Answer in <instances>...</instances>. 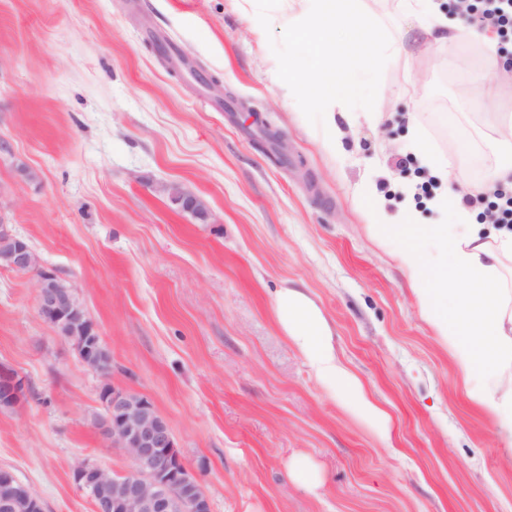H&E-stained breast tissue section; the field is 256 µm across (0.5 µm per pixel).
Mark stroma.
<instances>
[{"label":"stroma","instance_id":"35a3bbf8","mask_svg":"<svg viewBox=\"0 0 512 512\" xmlns=\"http://www.w3.org/2000/svg\"><path fill=\"white\" fill-rule=\"evenodd\" d=\"M279 7L0 0V219L77 286L112 357L108 377L87 369L41 317L32 277L0 268V364L26 385L0 408V468L44 512H94L72 480L80 461L134 469L93 423L106 384L153 401L210 512H512V443L466 398L355 192L372 183L401 215L396 188L422 173L403 149L412 127L456 161L452 190L480 180L499 155L468 78L512 71L476 41L381 62L371 112L337 114L333 156L310 100L286 94L298 54L266 23ZM261 125L287 136V162L252 138ZM172 182L207 222L170 202ZM288 287L322 311L385 435L281 332Z\"/></svg>","mask_w":512,"mask_h":512}]
</instances>
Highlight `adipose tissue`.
I'll use <instances>...</instances> for the list:
<instances>
[{
	"mask_svg": "<svg viewBox=\"0 0 512 512\" xmlns=\"http://www.w3.org/2000/svg\"><path fill=\"white\" fill-rule=\"evenodd\" d=\"M271 25L288 30V38L307 58L303 68L289 72V93L312 102L330 98L368 108L366 80L377 63L397 56L403 44L420 48L428 42L459 43L466 28L448 19L434 0H399L411 23L404 43L386 38L355 0H280ZM485 100L497 136L500 163L484 185L512 186V113L500 109V93L488 75H471ZM409 204L406 230L414 244L398 245L392 257L403 269L420 310L446 343L467 399L484 412L512 441V289L500 269L512 259V230L475 223L461 203L447 195L429 202L438 212H452V223L420 224L410 201L415 189H401ZM280 329L302 352L331 397L377 430L385 414L368 396L362 382L338 361L322 311L298 288L281 289L275 298Z\"/></svg>",
	"mask_w": 512,
	"mask_h": 512,
	"instance_id": "obj_1",
	"label": "adipose tissue"
}]
</instances>
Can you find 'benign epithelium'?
<instances>
[{"label":"benign epithelium","mask_w":512,"mask_h":512,"mask_svg":"<svg viewBox=\"0 0 512 512\" xmlns=\"http://www.w3.org/2000/svg\"><path fill=\"white\" fill-rule=\"evenodd\" d=\"M171 197L188 211L205 207L200 198L180 186L172 191ZM0 235L13 242L5 258L6 268L19 273L40 272L34 286L42 318L80 333L81 361L89 370L105 375V354L91 336L96 326L83 321V305L76 286L47 268L27 240L16 236L13 225L0 221ZM24 392L22 377L14 373L0 375L1 406L14 405ZM100 401L105 410L101 434L132 458L135 470L114 476L94 463L81 462L75 466L73 480L91 499L95 512H167L175 497L180 499L183 512H209L208 497L197 488L198 479L185 466L167 421L157 413L151 400L105 384L100 390ZM16 483L11 471L0 468V512H12L20 497L27 500L29 508L40 509V499L33 491H24Z\"/></svg>","instance_id":"benign-epithelium-1"}]
</instances>
